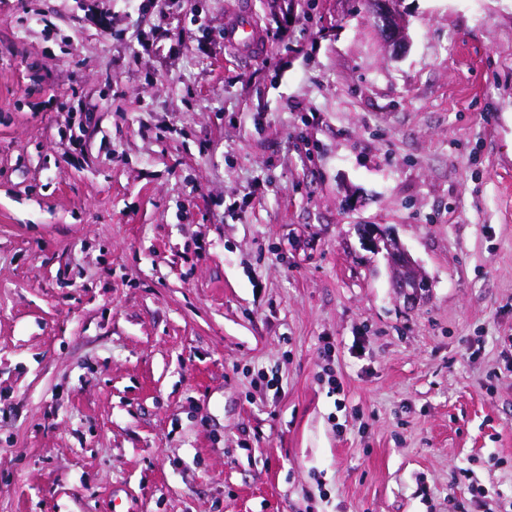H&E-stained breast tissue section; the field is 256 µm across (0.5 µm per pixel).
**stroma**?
Masks as SVG:
<instances>
[{
	"label": "stroma",
	"instance_id": "stroma-1",
	"mask_svg": "<svg viewBox=\"0 0 512 512\" xmlns=\"http://www.w3.org/2000/svg\"><path fill=\"white\" fill-rule=\"evenodd\" d=\"M396 7L0 0V512H512V0ZM397 0H370V8L377 19L378 31L384 43L394 52L406 48L407 33L404 21L393 7ZM259 34L250 16L240 12L224 26V40L242 46L246 53H254L259 49ZM358 233L368 249L375 253L386 251L393 272V288L408 302H419L425 298L430 281L415 266L408 252L391 233L378 224H361Z\"/></svg>",
	"mask_w": 512,
	"mask_h": 512
}]
</instances>
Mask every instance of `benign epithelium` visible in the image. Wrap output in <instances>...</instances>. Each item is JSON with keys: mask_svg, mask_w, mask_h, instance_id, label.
<instances>
[{"mask_svg": "<svg viewBox=\"0 0 512 512\" xmlns=\"http://www.w3.org/2000/svg\"><path fill=\"white\" fill-rule=\"evenodd\" d=\"M395 0H370L377 19L378 31L384 43L394 52L406 48L407 33L404 21L393 7ZM358 233L366 247L376 253L386 251L393 272V287L409 302L425 298L431 287L428 278L415 266L408 252L391 233L377 224H360Z\"/></svg>", "mask_w": 512, "mask_h": 512, "instance_id": "obj_1", "label": "benign epithelium"}]
</instances>
